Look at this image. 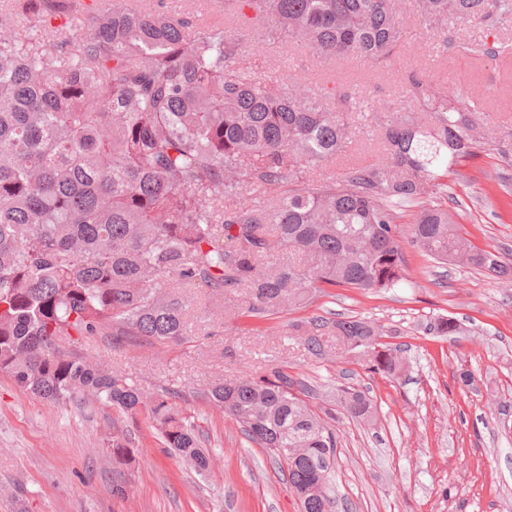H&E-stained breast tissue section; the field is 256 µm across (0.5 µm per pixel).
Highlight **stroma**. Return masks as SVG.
I'll list each match as a JSON object with an SVG mask.
<instances>
[{"label":"stroma","mask_w":512,"mask_h":512,"mask_svg":"<svg viewBox=\"0 0 512 512\" xmlns=\"http://www.w3.org/2000/svg\"><path fill=\"white\" fill-rule=\"evenodd\" d=\"M404 26L407 41L386 71L353 56L326 62L293 44L258 47L253 57L265 74L294 75L315 97L356 90L400 112L412 107L402 92L407 76L430 75L463 99H480L479 125L490 137L512 134V55L478 58L455 48L486 39L512 45V17L494 28L478 18L455 20L440 34L411 14ZM447 40L452 49H444ZM382 154L379 137L359 132L325 172L339 176ZM446 182L444 203L461 234L480 248L512 251V159L477 150L453 166ZM403 251L408 281L388 290L330 288L306 308L260 321L242 314L247 289L214 298L190 288L185 341L118 348L107 329L77 345L78 353L148 391L174 393L212 457L204 476L163 452L149 420L94 401L82 408L46 402L0 373V512H299L267 453L207 397L218 379L274 368L314 386L312 407L335 416L332 489L349 512H512V277L441 266L409 245ZM228 308L239 317L225 320ZM443 315L459 320L460 335L428 333L430 321ZM313 316L395 327L407 347L405 372L365 370L332 335L321 337V354H312L290 324ZM465 370L475 376L467 388L458 383ZM342 385L375 402L373 424L342 415ZM124 434L135 460L116 467L101 444ZM119 483L128 488L122 499L112 494Z\"/></svg>","instance_id":"1"}]
</instances>
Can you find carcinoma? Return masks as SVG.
Segmentation results:
<instances>
[{
  "label": "carcinoma",
  "mask_w": 512,
  "mask_h": 512,
  "mask_svg": "<svg viewBox=\"0 0 512 512\" xmlns=\"http://www.w3.org/2000/svg\"><path fill=\"white\" fill-rule=\"evenodd\" d=\"M112 0H14L0 10V373L46 401L91 396L131 418L145 414L163 448L200 475L210 470L194 425L170 392L62 348L112 327L115 344L188 336L190 299L249 288L248 316L305 308L324 288H392L407 280L397 207H419L407 241L442 264L512 274V254L475 247L435 202L444 178L483 145L478 103L411 77L417 112L367 104L385 155L341 177L313 180L353 141L349 113L286 75L247 66L244 36L221 21L192 24L162 5ZM251 12L259 43H297L325 60L355 55L380 70L405 43L401 0H219ZM426 28L455 18L512 16V0H406ZM495 59L497 42L457 45ZM302 256L299 263L279 254ZM318 355L319 337L377 373L404 369L399 332L365 320L293 324ZM429 330L461 333L453 317ZM281 371L229 378L208 398L274 460L303 512H336L330 480L334 426ZM336 401L362 423L372 400L342 388ZM112 463L135 460L130 441L103 442Z\"/></svg>",
  "instance_id": "obj_1"
}]
</instances>
